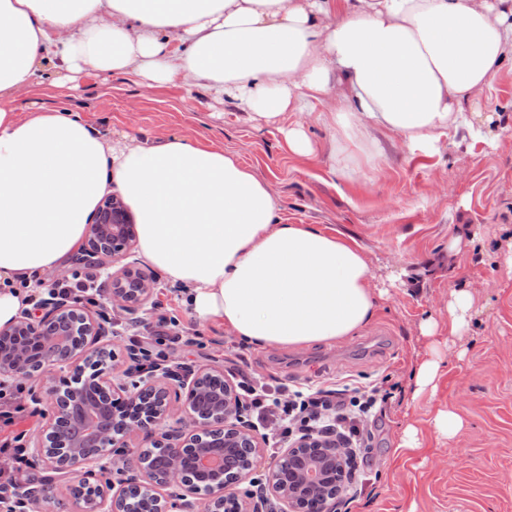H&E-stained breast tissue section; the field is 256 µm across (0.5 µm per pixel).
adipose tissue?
<instances>
[{"label": "adipose tissue", "instance_id": "adipose-tissue-1", "mask_svg": "<svg viewBox=\"0 0 512 512\" xmlns=\"http://www.w3.org/2000/svg\"><path fill=\"white\" fill-rule=\"evenodd\" d=\"M509 57L512 0H0V327L28 309V285L67 268L114 191L198 324L288 350L354 335L375 313L360 246L282 223L279 196L236 154L182 136L113 145L76 112L21 117L16 94L46 67L205 88L268 125L330 100L332 172L350 180L345 142L370 150L383 130L429 146L467 128ZM474 306L454 289L447 323H421L418 392Z\"/></svg>", "mask_w": 512, "mask_h": 512}]
</instances>
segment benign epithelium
I'll return each mask as SVG.
<instances>
[{
	"instance_id": "7a95c632",
	"label": "benign epithelium",
	"mask_w": 512,
	"mask_h": 512,
	"mask_svg": "<svg viewBox=\"0 0 512 512\" xmlns=\"http://www.w3.org/2000/svg\"><path fill=\"white\" fill-rule=\"evenodd\" d=\"M136 240L135 224L122 198L113 195L105 198L96 212V220L87 231L89 256L100 253L115 257L133 245ZM156 283L137 267L126 265L108 277L101 292L118 298L125 307L135 310L153 294ZM79 324L82 343L77 348L66 346L63 337L74 335V324ZM106 320L86 308L64 301H52L43 306L37 317L21 316L10 325L0 328V375L13 379H28L36 374L49 383L47 394L54 407V417L33 441V451L41 455L56 470L80 468L84 474L92 467L109 459L112 447L132 433H143L152 445L162 448L169 462L166 484L185 486L186 495L192 500L179 503L162 499L154 493V481L145 478L133 484L153 492L157 512H221L224 503V482L210 479V471L202 468L205 480L200 484L183 479L180 464L185 450L197 435L206 432L216 440H223L229 433L237 447L246 449L249 463L260 452V439L252 430L235 423L240 402L234 385L224 379V403L221 411L209 418L200 416L203 370L188 382H180L185 391L179 422L183 429L169 432L162 429L168 417L171 388L165 382L149 379L142 391L156 396L155 414L146 419L133 411L137 395L128 394L125 383L112 379L114 368L107 349ZM73 450L60 459L55 447ZM307 451L310 458L319 461L332 458L336 462L338 486L342 477L352 468L353 460L347 458L336 442L331 440L304 439L288 448L280 466L288 467L289 459L298 450ZM273 495L280 503V512H305L296 496L286 485V474L274 470L270 476ZM127 489L115 494L101 490L98 495L83 496L74 501L78 512H127Z\"/></svg>"
}]
</instances>
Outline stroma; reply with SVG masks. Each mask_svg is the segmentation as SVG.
<instances>
[{"label": "stroma", "mask_w": 512, "mask_h": 512, "mask_svg": "<svg viewBox=\"0 0 512 512\" xmlns=\"http://www.w3.org/2000/svg\"><path fill=\"white\" fill-rule=\"evenodd\" d=\"M20 114L68 110L82 115L106 138L130 136L152 145L182 135L207 146L238 153L267 180L282 203L285 223L312 224L351 238L366 253L370 274L386 291L373 321L354 336L297 350L256 349L223 328H200L187 309L182 327L200 332L208 347L244 357L242 368L272 384H327L339 379L370 382L391 375L398 385L382 406L379 425L356 479L363 492L352 512H512V275L490 252L512 253V62L504 61L483 100V110L501 114L500 126L467 137L455 146L442 137L431 149H409L399 137L377 134L373 159L361 160L356 179L331 170L330 120L314 110L303 121L317 152L292 154L276 127L247 121L234 103L202 88L146 85L131 76L86 69L61 85L43 83L21 92ZM479 238L449 253L468 229ZM476 298L465 358L441 351L443 375L435 393H417L414 374L427 356L419 334L422 320L446 321L452 289ZM112 319L113 367L131 368L122 327L153 326L158 312L145 305L132 314L120 302L98 299ZM23 405L39 415L25 425L34 440L52 417L46 385L18 381ZM453 408L465 421L454 438L439 436L434 412ZM419 446L402 447L407 426ZM35 484L51 482L54 499L37 512H61L70 503L74 474L55 472L42 459L31 469Z\"/></svg>", "instance_id": "1"}]
</instances>
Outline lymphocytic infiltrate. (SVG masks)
I'll use <instances>...</instances> for the list:
<instances>
[{"mask_svg": "<svg viewBox=\"0 0 512 512\" xmlns=\"http://www.w3.org/2000/svg\"><path fill=\"white\" fill-rule=\"evenodd\" d=\"M42 295L72 299L80 303L98 293L100 283L95 266L74 272L70 281L44 283L37 281ZM132 345L137 346L148 371H155L167 360L169 345L181 346L185 354L203 357L209 349L200 334H186L176 316H160L152 335L132 332ZM389 376L362 383L339 382L325 388H292L270 385L241 374L237 381L238 397L256 420L271 455L306 437L335 439L353 453H360L369 426L377 421V407L389 395ZM16 388L0 383V451L10 454L13 474L0 476V512H31L29 500L21 493L29 467L24 446L26 433L19 430L20 421L31 413L16 400Z\"/></svg>", "mask_w": 512, "mask_h": 512, "instance_id": "f902f5d3", "label": "lymphocytic infiltrate"}]
</instances>
